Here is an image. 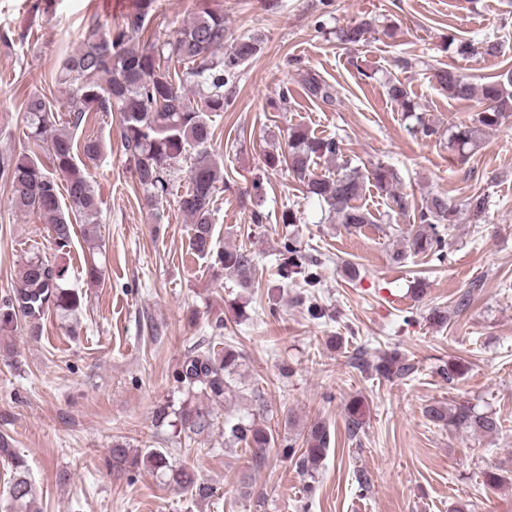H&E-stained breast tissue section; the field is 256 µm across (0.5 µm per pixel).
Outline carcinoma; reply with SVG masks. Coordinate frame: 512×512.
I'll return each mask as SVG.
<instances>
[{
    "label": "carcinoma",
    "mask_w": 512,
    "mask_h": 512,
    "mask_svg": "<svg viewBox=\"0 0 512 512\" xmlns=\"http://www.w3.org/2000/svg\"><path fill=\"white\" fill-rule=\"evenodd\" d=\"M159 0H139L134 12L112 29L93 24L84 34L81 47L62 63L58 82L69 87L66 113L43 93H34L25 101L26 138L43 149L48 162L36 155L17 158L0 156V180L10 188L14 210L36 213L52 227L58 249L69 246L73 221L85 226L86 240L98 247L99 203L88 176L78 166L76 158H97L103 144L94 137L76 139L75 132L83 127L91 112L120 114L121 140L136 183L147 200L158 205L171 194L175 175L182 163L187 169L188 187L179 196V208L192 224L189 246L194 254L214 257V263L233 275L243 288L253 286L255 264L243 248L213 249L212 211L214 198L224 191V175L208 144L213 137L209 115L224 111L228 95L224 88L234 85L243 64L262 49L259 33L234 37L224 23V12L210 6V0H199L194 18L176 34L165 37L148 28ZM372 27L370 22L347 24L336 30V39L344 44H358ZM147 36L144 47H136V38ZM435 79L448 96L455 99H479L482 108L470 120L448 121V148L465 155V150L478 143L485 128L497 127L502 119L512 115V71L496 76L477 87L455 68H440ZM308 95L327 105L336 102L332 86L317 74L304 80ZM208 89V94L196 101L189 96L192 89ZM387 94L405 112L415 110L405 84L390 81ZM341 154V141L317 137L304 126L290 127L288 144L264 154V165L272 170L287 169L306 188V193L327 206V220L338 221L359 229L375 224L377 219L358 205L371 186L391 199L398 213H415L417 228L410 230L406 246L414 254H434L444 258L446 239L439 225L452 221L458 206L445 193H434L416 203L410 195L397 191L400 176L391 166L377 163L364 170L348 166L333 173L318 174L316 160H334ZM66 181L70 210L60 205L56 176ZM463 206L476 222L485 217L489 202L484 195H472ZM317 260L288 238L277 260L272 291L290 287L306 289L307 313L312 320L326 318V308L320 304L313 289L320 284ZM68 268L40 255L23 260L20 283L13 294L0 303V335L13 332L18 315L36 325L50 311L76 312L81 298L66 287ZM240 354L224 342L209 343L190 351L177 382L183 384L191 397L178 409L160 407L154 412L158 424L196 436L214 426L211 408L193 398L196 393L211 402L224 399L230 389L232 375L238 367ZM413 370L398 354L386 352L378 357L375 371L384 378H404ZM363 403L350 401L346 426L356 436L363 425ZM425 417L433 424L495 436L500 420L492 413H478L468 405L446 406L432 403L424 408ZM228 435L245 445L252 459L260 462L266 449L279 445L283 457L296 460L302 472L314 469L327 455L331 434L327 424L317 420L311 424L305 447L296 448L285 439L276 441L272 432L254 422L239 421L229 427ZM0 458L10 464L12 477L7 512H40L36 507L37 490L28 475L25 459L0 434ZM109 466L116 470L139 469L170 474L174 488L194 497L211 496V488L196 481L184 469L169 464L167 452L150 448L131 452L126 445L116 443L110 450Z\"/></svg>",
    "instance_id": "carcinoma-1"
}]
</instances>
